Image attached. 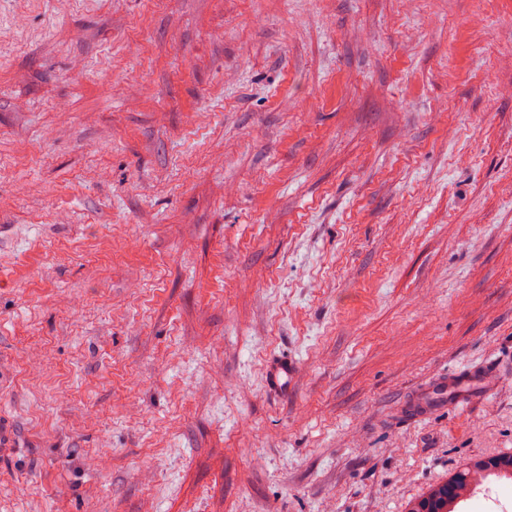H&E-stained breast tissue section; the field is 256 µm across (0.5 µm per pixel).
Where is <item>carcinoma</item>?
I'll return each instance as SVG.
<instances>
[{
	"label": "carcinoma",
	"instance_id": "1",
	"mask_svg": "<svg viewBox=\"0 0 512 512\" xmlns=\"http://www.w3.org/2000/svg\"><path fill=\"white\" fill-rule=\"evenodd\" d=\"M491 478L512 479V453L473 458L450 474L448 480L432 486L426 495L411 505L409 512H424L429 503L439 507L440 512H456L461 502Z\"/></svg>",
	"mask_w": 512,
	"mask_h": 512
}]
</instances>
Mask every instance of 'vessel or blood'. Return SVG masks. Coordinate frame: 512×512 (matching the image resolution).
I'll list each match as a JSON object with an SVG mask.
<instances>
[{
  "mask_svg": "<svg viewBox=\"0 0 512 512\" xmlns=\"http://www.w3.org/2000/svg\"><path fill=\"white\" fill-rule=\"evenodd\" d=\"M295 370L293 360L277 357L266 366V384L275 392L287 394L291 388ZM487 371L470 368L463 371L443 373L414 390L405 402V414L413 420L424 419L446 405L465 406L473 394L485 388Z\"/></svg>",
  "mask_w": 512,
  "mask_h": 512,
  "instance_id": "vessel-or-blood-1",
  "label": "vessel or blood"
}]
</instances>
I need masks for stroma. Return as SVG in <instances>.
Wrapping results in <instances>:
<instances>
[{
    "label": "stroma",
    "mask_w": 512,
    "mask_h": 512,
    "mask_svg": "<svg viewBox=\"0 0 512 512\" xmlns=\"http://www.w3.org/2000/svg\"><path fill=\"white\" fill-rule=\"evenodd\" d=\"M0 428V512H408L512 452V0H0ZM294 370L295 363L291 358H272L266 366L267 386L281 395H288ZM484 368L443 373L414 390L405 402V415L412 420L424 419L443 406L467 405L475 392L487 389Z\"/></svg>",
    "instance_id": "stroma-1"
}]
</instances>
